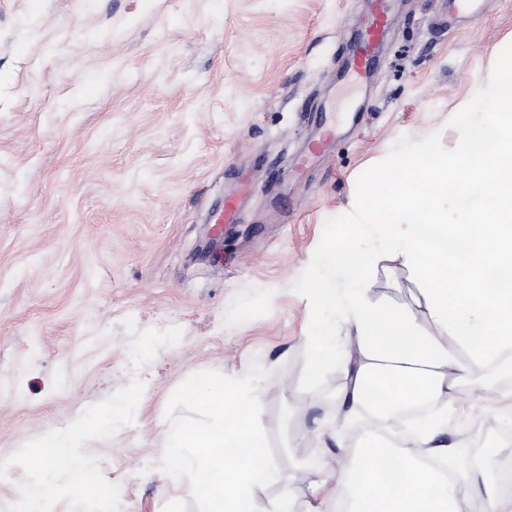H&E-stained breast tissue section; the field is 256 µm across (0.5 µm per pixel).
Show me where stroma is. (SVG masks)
Here are the masks:
<instances>
[{
    "label": "stroma",
    "instance_id": "obj_1",
    "mask_svg": "<svg viewBox=\"0 0 512 512\" xmlns=\"http://www.w3.org/2000/svg\"><path fill=\"white\" fill-rule=\"evenodd\" d=\"M369 2L0 0V512H20L48 473V512H198L188 480L158 468L168 400L194 372L255 362L279 476L253 493L287 488L292 512H324L354 415L342 372L328 394L300 388L311 308L291 285L397 139L457 145L449 118L512 42V0L453 31L435 24L441 0H391L371 76L355 81ZM322 112L335 135L295 175ZM244 174L249 209L215 235ZM368 288L431 324L403 255L381 257ZM487 386L497 400H481ZM120 396L136 413L81 448L95 491L32 465L53 431L95 424ZM435 441L458 473L512 459V361L461 383Z\"/></svg>",
    "mask_w": 512,
    "mask_h": 512
}]
</instances>
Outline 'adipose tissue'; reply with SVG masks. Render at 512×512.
Instances as JSON below:
<instances>
[{
    "instance_id": "ef3b65f1",
    "label": "adipose tissue",
    "mask_w": 512,
    "mask_h": 512,
    "mask_svg": "<svg viewBox=\"0 0 512 512\" xmlns=\"http://www.w3.org/2000/svg\"><path fill=\"white\" fill-rule=\"evenodd\" d=\"M485 130L491 142L473 139L459 157L424 150L411 159L406 171L428 177V198L401 189L370 210L373 223L400 235L406 261L426 282L429 331L417 327L411 313L370 303L363 258L332 245L323 251V272L307 290L323 309L344 308L350 353L340 367L352 377L351 402L379 409L426 394L444 408L463 374L512 354L511 92L497 96ZM462 165L470 173L471 193L481 197V213L474 221L451 225L439 201ZM408 212L414 220L398 224V215ZM432 430L429 423L418 427L400 450L380 436L357 449L333 473V512H469L474 493L483 498V512H512V500L488 481L486 464L474 469L463 491L444 471L423 465ZM87 432L81 421L55 432L35 466L54 461L71 489L91 491L93 467L79 452Z\"/></svg>"
}]
</instances>
